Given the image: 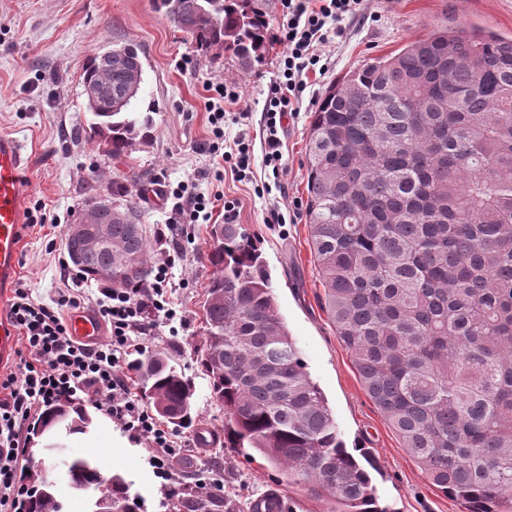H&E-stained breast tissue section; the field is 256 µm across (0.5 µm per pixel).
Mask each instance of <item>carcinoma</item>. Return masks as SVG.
<instances>
[{
    "mask_svg": "<svg viewBox=\"0 0 512 512\" xmlns=\"http://www.w3.org/2000/svg\"><path fill=\"white\" fill-rule=\"evenodd\" d=\"M269 0H157L203 55L232 52L246 68L268 53ZM143 61L133 44L94 54L82 86L104 90L90 137L114 158L146 139L135 112ZM306 223L336 336L362 386L428 482L467 512H512V36L435 25L391 56L331 83L310 115ZM112 183V250L78 267L120 290L148 282L153 246L134 193ZM214 272L195 351L224 411V447L258 451L329 512H389L350 453L279 313L271 277L241 224H216ZM127 371L167 422H192L195 387L173 357L141 350ZM81 457L75 481L96 482ZM118 512H144L111 472ZM186 512L219 498L191 490ZM28 512H64L39 484Z\"/></svg>",
    "mask_w": 512,
    "mask_h": 512,
    "instance_id": "cac0c4a2",
    "label": "carcinoma"
}]
</instances>
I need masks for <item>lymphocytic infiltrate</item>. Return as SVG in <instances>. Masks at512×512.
I'll use <instances>...</instances> for the list:
<instances>
[{
    "label": "lymphocytic infiltrate",
    "mask_w": 512,
    "mask_h": 512,
    "mask_svg": "<svg viewBox=\"0 0 512 512\" xmlns=\"http://www.w3.org/2000/svg\"><path fill=\"white\" fill-rule=\"evenodd\" d=\"M283 6L288 20L272 40L284 51L264 104L270 165L282 159L278 131L303 102L305 75L318 69L322 47L341 36L337 21L360 14L363 0H283ZM209 120L214 137L209 150L215 164H231L236 172L249 169L248 143L224 141L223 109L211 112ZM165 196L174 200L186 224L210 220L218 207L185 184L166 190ZM168 283V268L159 265L146 287L121 293L99 287L94 305L109 339L93 348L73 342L67 333L64 312L80 307L81 293L62 295L56 304L48 305L35 301L27 288H16L6 318L19 332L28 355L14 368L0 372V512H25L35 494L23 464L26 435L36 431L47 406L72 400L80 392L96 395L102 409L133 438L149 439L157 450L153 457L157 473L168 477V457L174 451L171 434L132 397L122 370L129 352L142 346L149 335L152 321L169 323L176 318L167 296Z\"/></svg>",
    "instance_id": "f902f5d3"
}]
</instances>
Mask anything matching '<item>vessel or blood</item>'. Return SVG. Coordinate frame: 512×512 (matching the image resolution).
Wrapping results in <instances>:
<instances>
[{
	"instance_id": "b4317fda",
	"label": "vessel or blood",
	"mask_w": 512,
	"mask_h": 512,
	"mask_svg": "<svg viewBox=\"0 0 512 512\" xmlns=\"http://www.w3.org/2000/svg\"><path fill=\"white\" fill-rule=\"evenodd\" d=\"M25 165L21 143L0 134V290L14 281L19 267L25 233L22 202L28 191ZM67 331L72 340L95 345L102 340L105 325L96 311L77 308L67 316Z\"/></svg>"
}]
</instances>
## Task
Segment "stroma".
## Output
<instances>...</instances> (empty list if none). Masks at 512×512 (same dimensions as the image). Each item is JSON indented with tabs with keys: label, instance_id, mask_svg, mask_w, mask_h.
I'll return each mask as SVG.
<instances>
[{
	"label": "stroma",
	"instance_id": "stroma-1",
	"mask_svg": "<svg viewBox=\"0 0 512 512\" xmlns=\"http://www.w3.org/2000/svg\"><path fill=\"white\" fill-rule=\"evenodd\" d=\"M471 25L512 35V0H365L362 17L342 23L344 35L327 47L328 70L308 72L298 117L280 138L285 163L273 174L264 161L265 91L279 68L282 49L272 45L265 60L242 69L231 52L198 54L185 33L156 9L154 0H0V134L22 141L28 154L25 175L31 185L26 207L42 203L46 224L27 229L16 280L35 300L52 303L67 288L58 257L65 232L90 188L108 193L112 184L136 176L147 191L137 200L151 238L162 239L154 259L173 257L170 298L183 321L159 326L148 348L171 353L195 383L192 426L172 428L175 457L171 479L155 472L147 440L129 438L120 423L100 410L95 398L80 396L94 417L90 441H67L72 456H90L107 470L121 472L147 512H175L168 487L204 485L231 494L238 505L268 489H283L291 512H328L330 503L289 484L260 456H245L224 445V413L210 397L208 382L193 357L202 340V313L213 270L206 261L211 224L224 221L214 209L210 224H172V204L154 184L192 183L196 192L222 193L239 204L237 223L248 229L272 277L279 310L312 378L326 395L348 446L370 452L382 471L377 480L383 503L395 512H464L455 499L436 491L403 448L386 419L367 396L350 352L339 341L320 303L323 289L309 244L306 144L310 114L325 89L372 57L397 52L437 24ZM133 43L144 53L145 76L139 110H151L150 138L115 159L87 137L91 119L82 76L102 48ZM241 92L224 120L226 139L245 138L251 165L242 174L216 170L207 104L210 85ZM269 191L257 195V185ZM295 213L291 224H269V210ZM209 427L211 446L195 441L198 427Z\"/></svg>",
	"mask_w": 512,
	"mask_h": 512
}]
</instances>
